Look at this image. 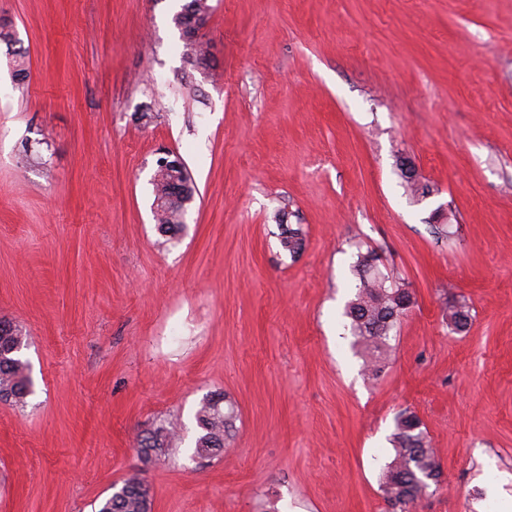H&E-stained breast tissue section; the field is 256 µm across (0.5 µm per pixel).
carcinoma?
I'll list each match as a JSON object with an SVG mask.
<instances>
[{
    "instance_id": "obj_1",
    "label": "carcinoma",
    "mask_w": 512,
    "mask_h": 512,
    "mask_svg": "<svg viewBox=\"0 0 512 512\" xmlns=\"http://www.w3.org/2000/svg\"><path fill=\"white\" fill-rule=\"evenodd\" d=\"M211 10L208 0H187L174 15L186 52L199 60L205 59L207 50L197 37V16L206 17ZM278 227L281 248L293 256L298 254L304 245L302 228L286 223L283 215L278 217ZM353 274L358 277L359 284L346 305L345 316L350 319L353 346L363 359V371L375 378L380 372V362L390 348L389 340L397 320L413 305L412 295L379 271L376 258L370 252L358 253ZM448 319L456 331L468 327L471 314L465 300H456L448 306ZM23 339L16 327L0 328L1 403L22 405L31 393L27 365L18 357ZM235 418L234 410H222L220 401H207L197 416V423L204 431L196 442L197 454L209 455L224 447V435L233 428ZM172 438L173 424L162 425L144 435L139 440V448L147 457L162 456L169 450ZM392 445L394 458L383 471L381 491L385 500L400 512H410L430 489L440 487L441 467L427 432L411 411L404 410L396 416ZM148 509L149 488L141 474L134 473L100 503L98 512H147Z\"/></svg>"
}]
</instances>
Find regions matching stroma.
Masks as SVG:
<instances>
[{"label":"stroma","mask_w":512,"mask_h":512,"mask_svg":"<svg viewBox=\"0 0 512 512\" xmlns=\"http://www.w3.org/2000/svg\"><path fill=\"white\" fill-rule=\"evenodd\" d=\"M0 0V320L26 405L0 402V512H96L137 472L151 512H391L411 409L442 487L512 496V0ZM38 163L20 161L23 147ZM197 193L163 232V152ZM409 159L429 195L405 191ZM448 215L438 237L436 212ZM301 225L297 256L276 213ZM371 250L414 304L376 381L343 315ZM465 299L467 332L446 313ZM223 448L195 452L209 398ZM181 425L165 456L138 440ZM211 10L212 6L208 0H188L173 18L175 25L181 31L187 55L195 56L197 60L205 59L207 50L197 37L196 25L198 19H203L204 16L208 17ZM196 14H200L198 19Z\"/></svg>","instance_id":"1"}]
</instances>
